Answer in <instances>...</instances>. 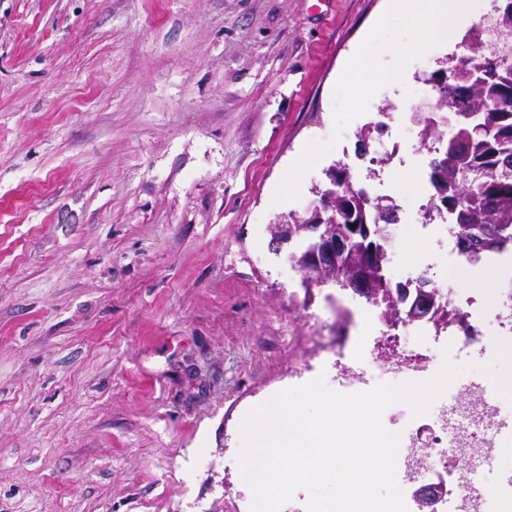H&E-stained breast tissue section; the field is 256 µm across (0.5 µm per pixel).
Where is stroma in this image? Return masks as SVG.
I'll list each match as a JSON object with an SVG mask.
<instances>
[{"label": "stroma", "instance_id": "35a3bbf8", "mask_svg": "<svg viewBox=\"0 0 512 512\" xmlns=\"http://www.w3.org/2000/svg\"><path fill=\"white\" fill-rule=\"evenodd\" d=\"M496 4L444 38L390 0H0V512H250L246 413L311 381L317 337L378 334L271 227L379 121L370 193L411 215L412 117ZM390 232L393 278L460 286L435 227Z\"/></svg>", "mask_w": 512, "mask_h": 512}]
</instances>
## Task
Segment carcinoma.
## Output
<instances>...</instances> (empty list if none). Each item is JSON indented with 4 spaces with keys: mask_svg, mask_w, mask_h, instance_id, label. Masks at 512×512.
Instances as JSON below:
<instances>
[{
    "mask_svg": "<svg viewBox=\"0 0 512 512\" xmlns=\"http://www.w3.org/2000/svg\"><path fill=\"white\" fill-rule=\"evenodd\" d=\"M497 7L495 33L512 39V0H502ZM468 54L456 60L476 72L473 81L448 86L440 104L457 109H478L477 117L455 126L443 142L448 152V166L438 171L430 167L432 189L438 182L448 183V221L454 224L457 241L472 262L481 260L483 251L512 248V66L500 67L490 55L483 39L466 35ZM348 204L355 218L373 223L377 209L391 208L394 201L386 196L372 198L352 179L349 172L336 178V205ZM387 248L377 241L372 260L364 244L357 243L340 260V268L362 270L371 280V296L365 300L386 310L398 307V298L384 287L382 268L386 266Z\"/></svg>",
    "mask_w": 512,
    "mask_h": 512,
    "instance_id": "obj_1",
    "label": "carcinoma"
}]
</instances>
